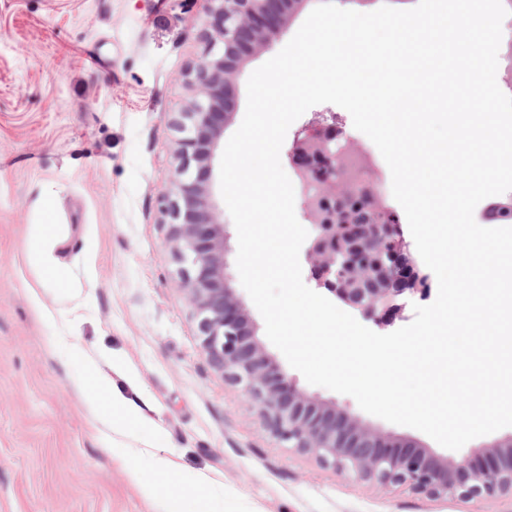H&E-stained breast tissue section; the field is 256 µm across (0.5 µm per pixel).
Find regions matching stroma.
<instances>
[{"instance_id": "1", "label": "stroma", "mask_w": 512, "mask_h": 512, "mask_svg": "<svg viewBox=\"0 0 512 512\" xmlns=\"http://www.w3.org/2000/svg\"><path fill=\"white\" fill-rule=\"evenodd\" d=\"M302 0L231 89L295 35ZM205 0H0V512H155L130 477L205 474L224 512H512L508 493L435 498L363 481L276 439L204 352L170 239L185 74ZM50 225L47 257L29 249ZM60 271L43 280L44 260ZM54 350H47V342ZM109 374L142 424L127 457L84 404ZM164 431L154 441L153 427Z\"/></svg>"}]
</instances>
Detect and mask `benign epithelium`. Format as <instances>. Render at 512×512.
<instances>
[{
	"mask_svg": "<svg viewBox=\"0 0 512 512\" xmlns=\"http://www.w3.org/2000/svg\"><path fill=\"white\" fill-rule=\"evenodd\" d=\"M201 62L185 74L191 96L178 142L183 164L172 180L171 228L185 290L194 306L204 351L226 379L242 386L270 431L291 448L360 480L406 485L432 497L512 493V438L472 449L456 459L412 439L364 424L357 416L310 396L266 351L226 273V230L212 199L214 169L231 112L229 88L245 61L264 50L288 23L299 0H206ZM336 129L311 125L293 142L291 161L321 185L317 200L303 198L313 221L307 249L310 278L345 305L385 327L400 318L401 299L426 292L428 276L404 242L400 226L382 209L353 223L350 206L336 209L348 190L336 150Z\"/></svg>",
	"mask_w": 512,
	"mask_h": 512,
	"instance_id": "1",
	"label": "benign epithelium"
}]
</instances>
